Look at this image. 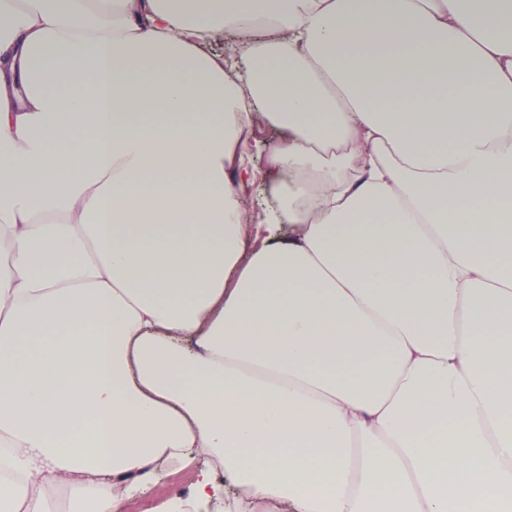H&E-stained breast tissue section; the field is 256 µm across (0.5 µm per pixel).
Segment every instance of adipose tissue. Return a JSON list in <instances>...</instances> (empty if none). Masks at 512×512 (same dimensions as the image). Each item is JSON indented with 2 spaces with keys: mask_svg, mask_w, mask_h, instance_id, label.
Segmentation results:
<instances>
[{
  "mask_svg": "<svg viewBox=\"0 0 512 512\" xmlns=\"http://www.w3.org/2000/svg\"><path fill=\"white\" fill-rule=\"evenodd\" d=\"M3 242L0 512H512V0H0ZM197 464H186L165 469L157 482L144 493H139L130 503L127 512H165L169 501L177 496L187 497L195 480ZM169 489V493L162 498H155L158 490ZM159 500L160 507H153ZM153 507V508H152Z\"/></svg>",
  "mask_w": 512,
  "mask_h": 512,
  "instance_id": "ef3b65f1",
  "label": "adipose tissue"
}]
</instances>
